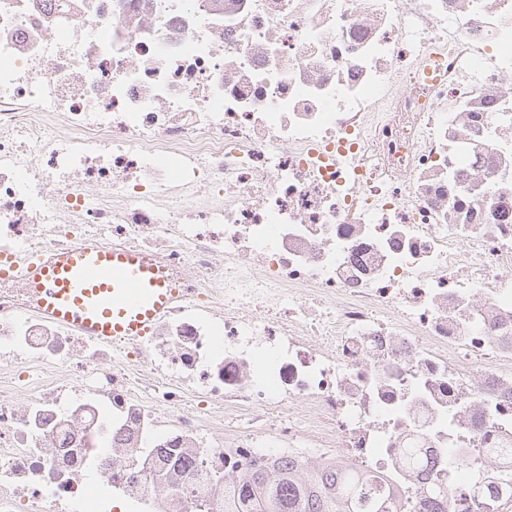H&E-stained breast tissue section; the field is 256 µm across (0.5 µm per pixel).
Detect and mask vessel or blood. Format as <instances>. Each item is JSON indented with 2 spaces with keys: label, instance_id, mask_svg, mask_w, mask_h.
Listing matches in <instances>:
<instances>
[{
  "label": "vessel or blood",
  "instance_id": "b4317fda",
  "mask_svg": "<svg viewBox=\"0 0 512 512\" xmlns=\"http://www.w3.org/2000/svg\"><path fill=\"white\" fill-rule=\"evenodd\" d=\"M30 276L40 314L104 340L146 336L177 295L144 255L92 243L53 255Z\"/></svg>",
  "mask_w": 512,
  "mask_h": 512
}]
</instances>
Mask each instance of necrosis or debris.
Listing matches in <instances>:
<instances>
[{"label": "necrosis or debris", "instance_id": "4bbe7bcc", "mask_svg": "<svg viewBox=\"0 0 512 512\" xmlns=\"http://www.w3.org/2000/svg\"><path fill=\"white\" fill-rule=\"evenodd\" d=\"M94 240L178 291L44 318ZM0 512H223L250 464L512 443V0H0ZM30 276L40 314L104 340L147 336L177 295L144 255L92 243L53 255L32 267Z\"/></svg>", "mask_w": 512, "mask_h": 512}]
</instances>
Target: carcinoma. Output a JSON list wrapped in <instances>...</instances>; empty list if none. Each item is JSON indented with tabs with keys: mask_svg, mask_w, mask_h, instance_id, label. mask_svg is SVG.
<instances>
[{
	"mask_svg": "<svg viewBox=\"0 0 512 512\" xmlns=\"http://www.w3.org/2000/svg\"><path fill=\"white\" fill-rule=\"evenodd\" d=\"M426 453L407 448L402 463L419 469ZM362 476L355 469L314 475L307 486L297 487L289 468H251V483L224 489V512H359ZM430 512H448V481L434 478L420 494Z\"/></svg>",
	"mask_w": 512,
	"mask_h": 512,
	"instance_id": "carcinoma-1",
	"label": "carcinoma"
}]
</instances>
